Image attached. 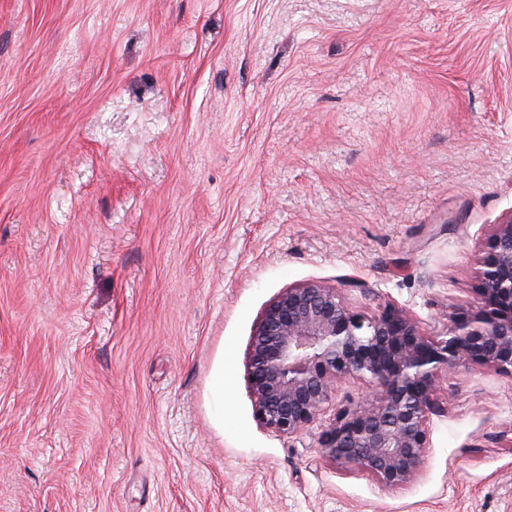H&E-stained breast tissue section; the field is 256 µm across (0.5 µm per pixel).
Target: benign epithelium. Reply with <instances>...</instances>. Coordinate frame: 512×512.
Segmentation results:
<instances>
[{
	"instance_id": "obj_1",
	"label": "benign epithelium",
	"mask_w": 512,
	"mask_h": 512,
	"mask_svg": "<svg viewBox=\"0 0 512 512\" xmlns=\"http://www.w3.org/2000/svg\"><path fill=\"white\" fill-rule=\"evenodd\" d=\"M475 293L470 316L443 336H428L394 306L362 314L336 286L284 290L250 344L257 423L296 435L320 415L338 382L366 378L374 399L338 410L319 448L339 469L365 471L386 487L410 483L424 464L441 373L472 362L512 375V213L488 238Z\"/></svg>"
}]
</instances>
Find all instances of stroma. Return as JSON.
I'll return each instance as SVG.
<instances>
[{"instance_id":"35a3bbf8","label":"stroma","mask_w":512,"mask_h":512,"mask_svg":"<svg viewBox=\"0 0 512 512\" xmlns=\"http://www.w3.org/2000/svg\"><path fill=\"white\" fill-rule=\"evenodd\" d=\"M512 213V0H0V512H512V376L381 486L253 415L309 282L444 334Z\"/></svg>"}]
</instances>
